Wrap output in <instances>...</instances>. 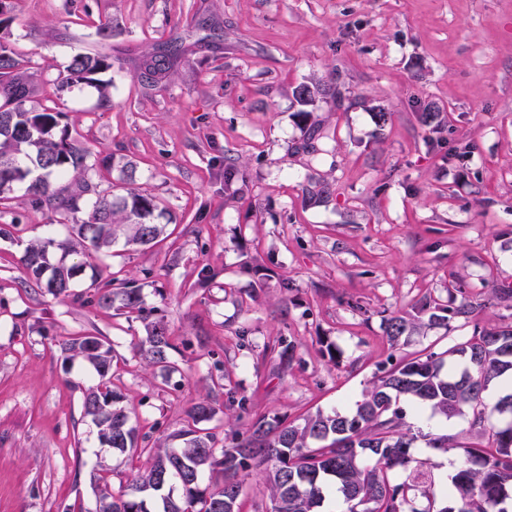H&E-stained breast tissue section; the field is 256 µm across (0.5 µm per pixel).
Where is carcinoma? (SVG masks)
I'll return each instance as SVG.
<instances>
[{"label":"carcinoma","instance_id":"cac0c4a2","mask_svg":"<svg viewBox=\"0 0 512 512\" xmlns=\"http://www.w3.org/2000/svg\"><path fill=\"white\" fill-rule=\"evenodd\" d=\"M191 45L180 34L155 51L132 61L142 71L141 84L162 89L183 64ZM123 59L109 54L78 53L60 85L93 83L95 75ZM35 74L0 37V201L16 188L30 206L46 210L56 224H67L65 239L46 238L28 245L21 257L28 281L55 299L80 300L112 309L145 323L146 337L137 354L153 368L176 371L175 348L164 320L152 319L133 277L103 276L98 255L118 240L147 246L165 231L155 222L156 198L137 187L121 194L96 191L94 176L111 166V158H91L90 151L63 123L64 113L34 100ZM433 134L445 129L442 113L429 108L419 115ZM96 194L90 198L89 194ZM91 270L92 291L73 290L75 277ZM427 319L396 313L385 319L391 346L436 325L469 321L473 309L427 301ZM68 359L86 362L98 382L83 392L84 416L97 429L102 446L124 453L138 449L140 426L123 405L112 383L116 358L110 343L98 336H69L60 343ZM505 375L512 376V323L474 326L470 338L443 352L405 357L379 368L362 400L348 413L318 410L298 424L278 416L252 420L245 432L232 433L230 445L200 427L215 414L213 401L193 402L184 426L142 448L150 464L128 484L112 490L108 468L93 474L95 512H245L243 486L250 472L263 474L271 512H323L330 490L338 494V512H508L512 500V392L490 405L484 394ZM421 404L451 420L469 414L476 445L458 433L416 434L403 403ZM444 453L461 448L465 458L450 479L435 472L431 459L414 451L418 440ZM179 441L173 447L170 441ZM400 469L399 482L389 472Z\"/></svg>","mask_w":512,"mask_h":512}]
</instances>
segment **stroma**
I'll use <instances>...</instances> for the list:
<instances>
[{
	"label": "stroma",
	"mask_w": 512,
	"mask_h": 512,
	"mask_svg": "<svg viewBox=\"0 0 512 512\" xmlns=\"http://www.w3.org/2000/svg\"><path fill=\"white\" fill-rule=\"evenodd\" d=\"M6 29L40 81L37 101L65 115L92 155L114 164L98 191L135 184L159 202L166 232L152 247L116 245L100 261L132 277L177 345V372L135 354L142 322L60 301L24 282L31 240L64 226L23 190L0 206L14 224L0 239V512H94L90 476L114 466L113 488L148 466L101 447L82 411L94 375L59 342L105 337L113 382L156 435L180 429L202 396L224 436L262 415L354 409L387 358L442 352L475 325L512 322V0H10ZM223 35L189 54L166 89L142 95L129 60L203 20ZM112 24L101 43L94 22ZM120 48L128 63L58 90L72 56ZM339 87L316 99L312 129L293 91ZM431 107L448 131L432 144L418 120ZM389 112L378 126V109ZM238 179L224 184L225 165ZM332 193L316 198L320 185ZM215 273L199 287L198 272ZM289 280L282 290L281 280ZM472 305L471 322L437 326L390 347L383 319L424 297ZM294 346L282 368L276 338Z\"/></svg>",
	"instance_id": "obj_1"
}]
</instances>
